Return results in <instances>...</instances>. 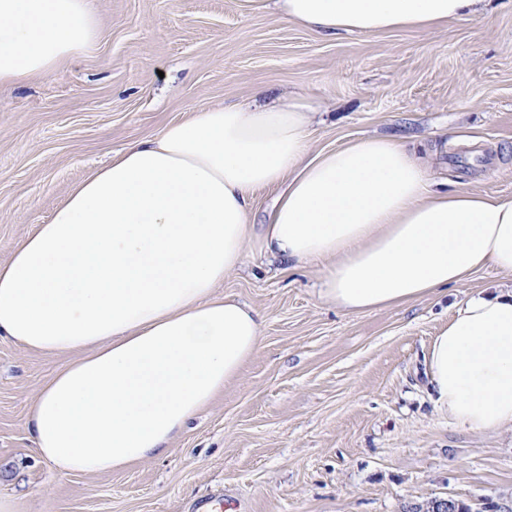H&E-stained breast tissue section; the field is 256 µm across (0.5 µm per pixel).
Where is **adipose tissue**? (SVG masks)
Returning a JSON list of instances; mask_svg holds the SVG:
<instances>
[{"label":"adipose tissue","mask_w":512,"mask_h":512,"mask_svg":"<svg viewBox=\"0 0 512 512\" xmlns=\"http://www.w3.org/2000/svg\"><path fill=\"white\" fill-rule=\"evenodd\" d=\"M480 0H277L312 32L426 29ZM87 0H0V86L87 53ZM298 98L213 107L116 152L0 263V338L58 358L26 415L35 453L63 476L165 456L257 353L262 314L214 295L242 263L254 194L280 193L262 246L323 262L319 299L347 313L440 295L489 265L512 273V198L431 187L399 141L310 155ZM455 426L512 427V291L457 304L426 357Z\"/></svg>","instance_id":"adipose-tissue-1"}]
</instances>
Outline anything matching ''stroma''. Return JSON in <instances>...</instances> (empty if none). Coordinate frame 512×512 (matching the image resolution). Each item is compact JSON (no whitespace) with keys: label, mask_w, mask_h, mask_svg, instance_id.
I'll return each mask as SVG.
<instances>
[{"label":"stroma","mask_w":512,"mask_h":512,"mask_svg":"<svg viewBox=\"0 0 512 512\" xmlns=\"http://www.w3.org/2000/svg\"><path fill=\"white\" fill-rule=\"evenodd\" d=\"M97 40L47 77L0 86V262L92 170L188 113L296 95L310 151L388 137L436 184L512 198V0L441 28L324 37L275 0H90ZM322 263L251 241L215 288L265 317L258 353L169 452L122 472L58 475L26 408L56 359L0 339V495L14 512H403L454 495L512 501V429L464 431L439 409L430 343L486 268L397 308L350 314L316 294Z\"/></svg>","instance_id":"1"}]
</instances>
